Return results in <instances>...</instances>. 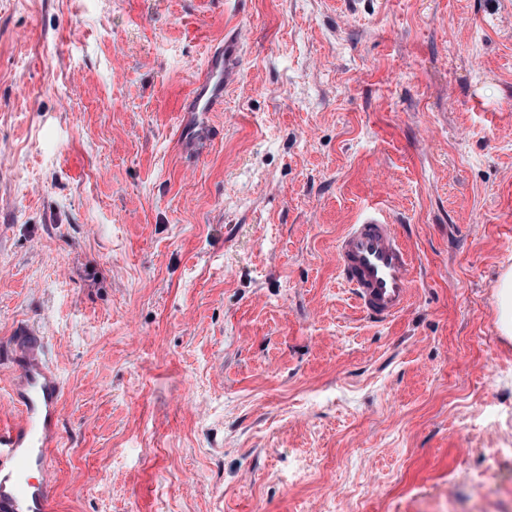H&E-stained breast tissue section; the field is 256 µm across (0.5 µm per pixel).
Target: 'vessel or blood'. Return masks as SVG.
I'll return each mask as SVG.
<instances>
[{"label":"vessel or blood","instance_id":"vessel-or-blood-1","mask_svg":"<svg viewBox=\"0 0 512 512\" xmlns=\"http://www.w3.org/2000/svg\"><path fill=\"white\" fill-rule=\"evenodd\" d=\"M231 61L225 54L210 58L192 111L213 112L223 104ZM336 269L361 312L381 322L405 309L415 287L412 256L378 208L366 209L340 236ZM14 361L11 398L17 416L0 423V512H47L48 448L57 435L63 384L44 340L28 328L16 334Z\"/></svg>","mask_w":512,"mask_h":512}]
</instances>
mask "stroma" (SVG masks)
Masks as SVG:
<instances>
[{
	"mask_svg": "<svg viewBox=\"0 0 512 512\" xmlns=\"http://www.w3.org/2000/svg\"><path fill=\"white\" fill-rule=\"evenodd\" d=\"M370 205L417 279L385 323L336 270ZM509 269L512 0H0V345L62 379L53 512H512ZM234 56L227 54L212 56L205 69V77L199 81L198 90L187 112H215L224 103V88L227 86L229 67ZM499 297L501 302L500 330L506 336L512 334V272L502 275L499 283Z\"/></svg>",
	"mask_w": 512,
	"mask_h": 512,
	"instance_id": "1",
	"label": "stroma"
}]
</instances>
